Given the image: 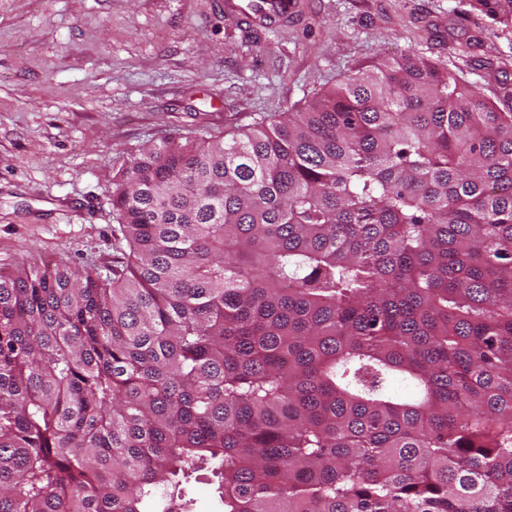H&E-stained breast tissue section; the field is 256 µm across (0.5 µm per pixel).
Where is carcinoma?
I'll return each instance as SVG.
<instances>
[{"mask_svg":"<svg viewBox=\"0 0 512 512\" xmlns=\"http://www.w3.org/2000/svg\"><path fill=\"white\" fill-rule=\"evenodd\" d=\"M112 209L121 277L0 272V512H512V108L407 52ZM204 483H195L193 485V497L196 499V512H217V501L214 497V487Z\"/></svg>","mask_w":512,"mask_h":512,"instance_id":"carcinoma-1","label":"carcinoma"}]
</instances>
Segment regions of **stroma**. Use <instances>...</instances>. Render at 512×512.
Returning <instances> with one entry per match:
<instances>
[{
  "mask_svg": "<svg viewBox=\"0 0 512 512\" xmlns=\"http://www.w3.org/2000/svg\"><path fill=\"white\" fill-rule=\"evenodd\" d=\"M297 3L264 25L225 0H0V271L115 277L129 248L113 170L170 138L295 111L381 58L415 51L512 104V34L467 0Z\"/></svg>",
  "mask_w": 512,
  "mask_h": 512,
  "instance_id": "1",
  "label": "stroma"
}]
</instances>
